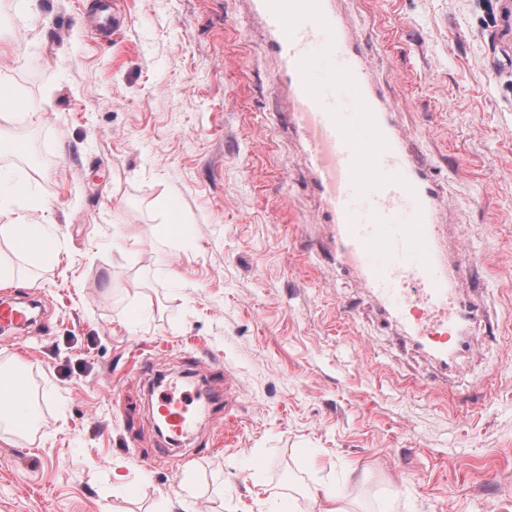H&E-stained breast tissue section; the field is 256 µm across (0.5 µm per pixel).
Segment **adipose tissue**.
<instances>
[{
	"label": "adipose tissue",
	"mask_w": 512,
	"mask_h": 512,
	"mask_svg": "<svg viewBox=\"0 0 512 512\" xmlns=\"http://www.w3.org/2000/svg\"><path fill=\"white\" fill-rule=\"evenodd\" d=\"M35 209V196L27 183L18 181L0 190V216H15L14 221L0 225V237L10 239L26 254L40 256L44 253L46 230L44 224L32 218Z\"/></svg>",
	"instance_id": "ef3b65f1"
}]
</instances>
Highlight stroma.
<instances>
[{"instance_id":"35a3bbf8","label":"stroma","mask_w":512,"mask_h":512,"mask_svg":"<svg viewBox=\"0 0 512 512\" xmlns=\"http://www.w3.org/2000/svg\"><path fill=\"white\" fill-rule=\"evenodd\" d=\"M91 2L0 0L20 103L0 170L35 188L56 252L0 238L5 295L39 303L0 338L35 409L28 436L0 430V512H319L326 484L362 512H512V6L346 5L439 187L446 259L482 257L471 349L445 368L330 263L247 0H123L109 38L81 21ZM228 367L232 423L171 446L158 375L220 388Z\"/></svg>"}]
</instances>
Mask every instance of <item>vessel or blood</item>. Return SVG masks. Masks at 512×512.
I'll use <instances>...</instances> for the list:
<instances>
[{
  "mask_svg": "<svg viewBox=\"0 0 512 512\" xmlns=\"http://www.w3.org/2000/svg\"><path fill=\"white\" fill-rule=\"evenodd\" d=\"M252 7L268 15L265 50L281 64L278 88L301 135L322 221L335 229L332 262L351 270L440 362L468 350L475 305L458 282L478 262L464 252L445 263L436 183L371 84L365 38L337 14L336 0H253ZM121 13L120 0H99L96 28L111 33ZM321 54L342 60L323 80L316 75ZM359 124L374 131L369 146L353 135ZM408 283L417 285V297L403 294ZM31 318L29 306L0 302L1 331L22 329ZM206 402L199 393L176 399L165 391L155 412L172 433L185 435Z\"/></svg>",
  "mask_w": 512,
  "mask_h": 512,
  "instance_id": "obj_1",
  "label": "vessel or blood"
}]
</instances>
